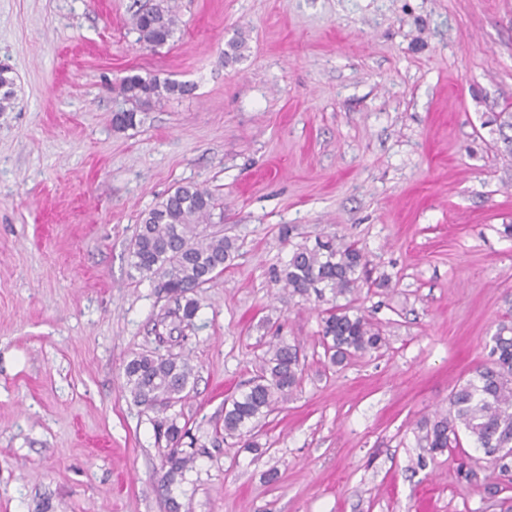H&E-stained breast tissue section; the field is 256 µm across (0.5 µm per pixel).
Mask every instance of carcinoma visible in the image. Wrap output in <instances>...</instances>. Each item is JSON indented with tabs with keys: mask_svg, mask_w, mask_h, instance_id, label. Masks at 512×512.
<instances>
[{
	"mask_svg": "<svg viewBox=\"0 0 512 512\" xmlns=\"http://www.w3.org/2000/svg\"><path fill=\"white\" fill-rule=\"evenodd\" d=\"M131 24L139 43L157 51L169 44L178 26L170 0H153L135 11ZM192 87L172 80L131 74L119 84L126 108L113 113L117 130L141 123V114L167 95H187ZM15 81L10 69L0 67V112L11 108ZM224 215V199L196 184L177 186L157 207L141 218L130 247L135 271L153 280L159 292L184 305L174 312L165 339L182 324L192 322L197 305L190 294L220 275L235 258L236 240L224 236L215 215ZM367 260L360 248L335 236L316 238L313 245L292 249L288 262L272 272V279L290 293L319 301L331 294V306L323 310L319 335L334 365L381 348L380 329L354 305L368 284ZM345 303H338V299ZM489 361L477 366L470 378L450 394L448 408L425 419L418 427V441L432 454H442L465 436L484 453L487 468L507 475L512 472V317L497 325L490 337ZM304 363L300 348L278 337L268 343L257 374L248 388L231 398L224 410V437H245L260 419L301 388ZM126 384L134 398L156 411L152 420L157 440H165L163 480L169 484L192 468L194 457L179 448L184 428L165 412L189 395L193 368L172 353L157 351L134 356L124 367Z\"/></svg>",
	"mask_w": 512,
	"mask_h": 512,
	"instance_id": "obj_1",
	"label": "carcinoma"
}]
</instances>
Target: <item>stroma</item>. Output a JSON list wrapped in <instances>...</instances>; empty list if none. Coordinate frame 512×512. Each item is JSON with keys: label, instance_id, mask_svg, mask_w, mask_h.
I'll list each match as a JSON object with an SVG mask.
<instances>
[{"label": "stroma", "instance_id": "obj_1", "mask_svg": "<svg viewBox=\"0 0 512 512\" xmlns=\"http://www.w3.org/2000/svg\"><path fill=\"white\" fill-rule=\"evenodd\" d=\"M0 0V512H506L460 479L469 441L429 456L417 425L487 361L512 307V0ZM242 44L235 61L224 57ZM193 85L112 127L129 73ZM192 182L224 197L236 258L194 295L170 353L194 368L175 409L197 452L164 488V444L125 364L174 309L131 266L142 215ZM289 226V238L280 229ZM337 235L371 278L357 301L386 344L336 367L323 303L271 279L294 245ZM299 344L301 389L216 437L266 342ZM131 24L139 34V43L145 49L156 52L174 37L178 17L170 0H153L149 6L132 14Z\"/></svg>", "mask_w": 512, "mask_h": 512}]
</instances>
